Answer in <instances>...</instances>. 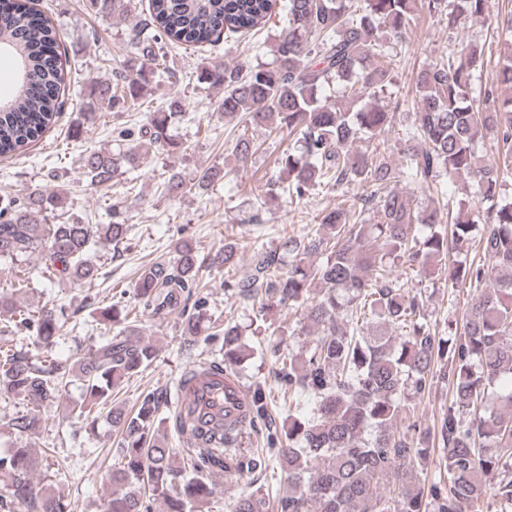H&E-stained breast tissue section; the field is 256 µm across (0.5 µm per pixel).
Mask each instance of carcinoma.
I'll list each match as a JSON object with an SVG mask.
<instances>
[{
	"instance_id": "obj_1",
	"label": "carcinoma",
	"mask_w": 512,
	"mask_h": 512,
	"mask_svg": "<svg viewBox=\"0 0 512 512\" xmlns=\"http://www.w3.org/2000/svg\"><path fill=\"white\" fill-rule=\"evenodd\" d=\"M276 0H149L136 15L133 44L140 59L115 81L88 88L84 118L103 109L130 112L154 78L169 81L175 72L164 63L169 44L196 47L220 37L236 41L263 28ZM491 0H286L285 23L274 36L273 59L248 69L205 63L198 81L224 90V119H238L268 134H288V148L277 159L282 192L302 201L320 186L358 185L364 193L348 208L324 212L316 232L285 235L274 250L255 249L249 273L224 283L239 299L259 300L255 319L269 312L306 305L303 321L288 338L308 336L294 350L285 339L266 347L274 360V381L288 400L307 397L310 417L292 415L281 425L268 411L266 384L251 387L245 426L265 438L267 447L237 452L238 433L205 432L182 414L162 417L152 396L133 410L112 403V392L131 375L150 366L156 346L130 321L131 309L112 303L95 306L99 320L118 328L111 339L75 360L49 355L65 318L54 302L20 309L0 296V316L9 314L0 335L26 330L46 355L0 344V396L27 406L9 420L20 437L39 433L40 408L61 398L62 385L76 376L85 397L66 406L67 414L87 422L110 405L107 417L119 433V467L108 479L106 512H204L214 497L210 474L230 479L272 465L288 475V491L274 505L254 492L238 496L229 512H481L491 496L501 512L512 509V202L503 199L504 176L512 172V9L494 17L504 51L484 95L472 85L482 77L483 46L471 43L415 72L416 104L409 112L400 163L380 158V138L397 113L379 104L394 81L388 43L407 42L419 13L445 17L455 28L490 16ZM96 14L127 16L132 0H89ZM55 27L34 6L19 11L0 0V55L12 61L14 90L0 97V157L23 153L42 138L63 108L64 70ZM336 88V94L326 89ZM183 110L179 96L167 109L149 112L142 124L122 130L112 150L91 149L82 170L96 189L112 187L123 169L148 158L172 154L179 144L168 128ZM496 141L503 165L479 155L485 138ZM255 144L242 132L233 147L245 165ZM464 179L473 195L491 203L474 213L462 199L448 197L433 207H416L398 189L404 181L430 187L442 176ZM210 166L193 187L206 191L224 179ZM187 184L169 169L162 184L180 196ZM59 189H38L22 198L0 196V261L16 266L38 253L59 282L92 283L100 267L89 258L98 242L119 247L129 224L112 213L110 224L79 221L44 224L40 216L63 207ZM482 256L468 252L476 225ZM240 244L224 241L207 266L237 264ZM288 257L283 262L282 257ZM398 265L436 272L451 287L484 286L471 298L461 327L448 337L432 332L422 296L394 275ZM202 263L191 243L176 245L173 261L145 269L135 289L141 311L160 315L181 305L182 329L200 333L207 301L196 297ZM371 332L365 334L363 327ZM398 335H393V332ZM237 323H224V359L214 366H238L253 355ZM448 382L451 400L439 419L441 448L411 427L398 432L407 402L429 392L434 380ZM183 439L172 448L170 434ZM438 453L437 474L420 479L430 455ZM39 459L25 447L0 455V512H65L63 499L33 483Z\"/></svg>"
}]
</instances>
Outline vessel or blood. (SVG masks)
Listing matches in <instances>:
<instances>
[{
    "label": "vessel or blood",
    "instance_id": "b4317fda",
    "mask_svg": "<svg viewBox=\"0 0 512 512\" xmlns=\"http://www.w3.org/2000/svg\"><path fill=\"white\" fill-rule=\"evenodd\" d=\"M248 393L239 379L224 368L202 366L174 403L176 411L190 413L196 426L210 429L243 419Z\"/></svg>",
    "mask_w": 512,
    "mask_h": 512
}]
</instances>
